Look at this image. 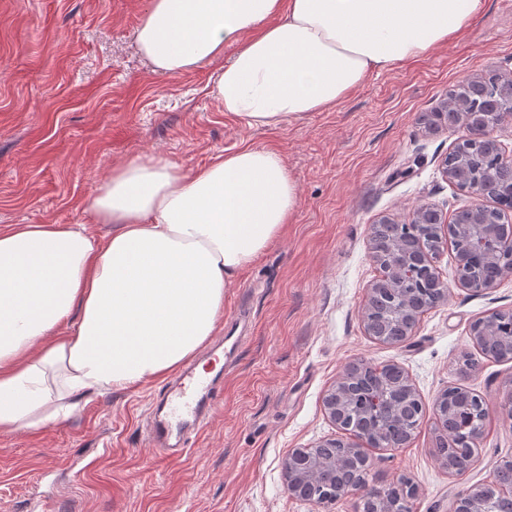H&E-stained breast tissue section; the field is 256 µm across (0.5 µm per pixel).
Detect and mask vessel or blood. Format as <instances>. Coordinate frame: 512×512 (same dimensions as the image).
<instances>
[{
    "label": "vessel or blood",
    "instance_id": "1",
    "mask_svg": "<svg viewBox=\"0 0 512 512\" xmlns=\"http://www.w3.org/2000/svg\"><path fill=\"white\" fill-rule=\"evenodd\" d=\"M223 396V377H203L195 368L185 369L150 412V447L160 458H181L188 439L204 428Z\"/></svg>",
    "mask_w": 512,
    "mask_h": 512
}]
</instances>
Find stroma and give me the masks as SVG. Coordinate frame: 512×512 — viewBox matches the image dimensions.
<instances>
[{
    "mask_svg": "<svg viewBox=\"0 0 512 512\" xmlns=\"http://www.w3.org/2000/svg\"><path fill=\"white\" fill-rule=\"evenodd\" d=\"M146 2L0 0V225L83 224L101 236L109 227L83 199L113 165L160 156L192 171L247 146L283 157L299 206L224 295L221 328L244 341L223 402L181 460L161 461L145 436L163 382L91 396L66 421L0 436V512H355L350 498L292 496L284 464L293 449L340 437L322 398L357 362L401 365L427 409L407 446L371 449L369 484L409 480L412 512H451L463 489L512 460V361L482 356L471 335L488 312L512 310V277L472 294L445 248L436 266L448 300L399 345L366 335L361 305L380 274L373 224L405 223L423 205L451 217L473 202L440 171L461 128L432 131L423 117L487 65L512 73V0H485L462 37L373 73L335 109L276 128L224 113L211 94L216 64L152 73L134 42ZM468 356L479 364L465 373ZM451 386L486 409L458 477L434 448L432 408Z\"/></svg>",
    "mask_w": 512,
    "mask_h": 512,
    "instance_id": "stroma-1",
    "label": "stroma"
}]
</instances>
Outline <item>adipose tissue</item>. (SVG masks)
Here are the masks:
<instances>
[{"instance_id":"obj_1","label":"adipose tissue","mask_w":512,"mask_h":512,"mask_svg":"<svg viewBox=\"0 0 512 512\" xmlns=\"http://www.w3.org/2000/svg\"><path fill=\"white\" fill-rule=\"evenodd\" d=\"M483 0H147L135 30L153 73L218 63L211 93L251 127L338 106L376 71L422 59ZM235 46L225 59V46ZM299 205L283 157L244 147L184 171L113 167L83 224L0 226V434L67 419L80 398L148 385L219 328L224 293Z\"/></svg>"}]
</instances>
